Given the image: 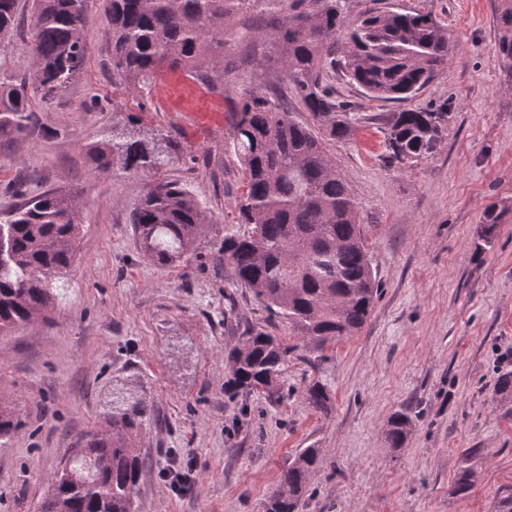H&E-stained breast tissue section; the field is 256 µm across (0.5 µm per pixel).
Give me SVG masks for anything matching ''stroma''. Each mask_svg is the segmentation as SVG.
I'll return each instance as SVG.
<instances>
[{"label": "stroma", "instance_id": "35a3bbf8", "mask_svg": "<svg viewBox=\"0 0 512 512\" xmlns=\"http://www.w3.org/2000/svg\"><path fill=\"white\" fill-rule=\"evenodd\" d=\"M291 4L255 0L237 11L224 82L264 86L307 124L268 29ZM343 5L350 20L394 6L432 14L447 29L448 63L410 105L446 108L448 126L430 155L387 166V118L401 103L331 76L356 132L328 150L359 204L381 295L357 335L319 348L214 259L242 192L222 92L181 70L132 94L115 88L104 0H88L83 71L53 101L35 103V130L0 143V210L16 204L6 188L24 178L31 193L71 197L79 224L49 321L0 335V400L20 422L0 444V512H39L71 448L99 428L118 380L137 386L158 418L140 443L136 512H263L304 448L318 449L319 465L299 512H497L512 496V396L497 389L512 373V84L494 50L495 0ZM31 21L32 0H20L19 33L0 49V73L19 81L31 68L23 37ZM129 112L176 134L182 152L166 175L206 211L193 255L176 266L143 259L129 224L155 173H101L87 154ZM490 207L501 219L487 244L480 231ZM248 328L294 347L279 403L224 392L227 353ZM316 381L332 394L329 413L303 399ZM402 410L413 423L392 448L385 432ZM173 466L190 472L184 492L161 477ZM463 473L468 492L452 494Z\"/></svg>", "mask_w": 512, "mask_h": 512}]
</instances>
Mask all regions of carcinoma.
Here are the masks:
<instances>
[{"instance_id":"cac0c4a2","label":"carcinoma","mask_w":512,"mask_h":512,"mask_svg":"<svg viewBox=\"0 0 512 512\" xmlns=\"http://www.w3.org/2000/svg\"><path fill=\"white\" fill-rule=\"evenodd\" d=\"M87 0H33L27 79L0 77V139L36 124L33 99L50 102L83 69ZM112 25V75L133 92L163 69H181L230 102V145L242 172L238 222L224 229L216 250L234 283L248 289L298 335L325 344L353 336L365 325L380 291L366 250L358 205L326 142L354 135L348 102L324 78L341 67L345 77L376 99L405 102L448 63V33L429 13L386 9L349 25L339 0H298L306 8L272 26L295 96L313 124L296 121L262 87L242 92L224 86V35L235 11L256 0H105ZM19 0H0V46L11 41ZM494 49L512 82V0H498ZM448 122L443 110L403 109L388 118L385 162L404 165L434 151ZM180 142L142 127L138 113L112 125L110 138L89 148L101 171L160 172L178 159ZM0 216V334L44 320L56 283L71 266L78 225L72 201L57 191L27 195ZM206 215L179 181L146 185L130 224L144 257L159 267L188 259ZM499 215L487 210L481 237L490 242ZM294 347L264 331L245 330L229 350L224 392L283 396L281 376ZM306 403L327 413L332 395L315 382ZM104 427L84 435L51 479L42 512H134L142 459L137 439L152 418L146 399L112 388ZM412 415L396 413L387 429L392 448L408 438ZM18 427L0 407V441ZM319 450L302 449L280 475L264 512H298L309 496Z\"/></svg>"}]
</instances>
